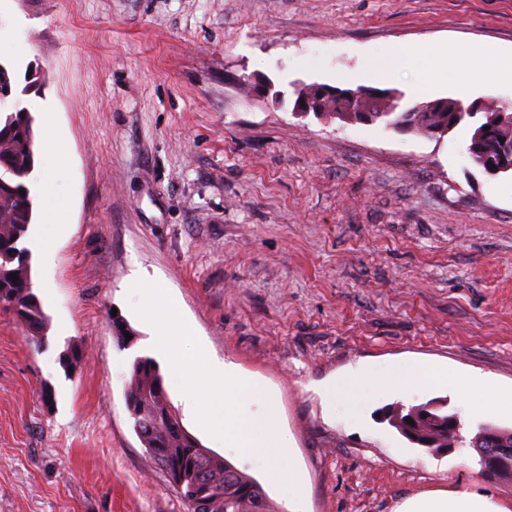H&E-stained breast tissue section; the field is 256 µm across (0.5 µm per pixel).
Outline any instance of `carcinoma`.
I'll list each match as a JSON object with an SVG mask.
<instances>
[{
	"mask_svg": "<svg viewBox=\"0 0 512 512\" xmlns=\"http://www.w3.org/2000/svg\"><path fill=\"white\" fill-rule=\"evenodd\" d=\"M8 88L11 97L0 101V310L14 314L31 331L44 336L46 315L32 291L31 252L25 246L34 218V203L29 179L35 167L34 118L16 96V78L12 68L0 63V90ZM371 88L362 89L356 98L337 96L324 102L336 110V118L358 120L369 111L376 120L398 131L420 136L447 134L463 123L473 127L466 152L470 161L487 171L512 174V117L501 115L492 104L484 111L470 113L458 100L446 98L419 103L397 111L394 99L377 98ZM16 274L18 280L10 278ZM127 399L133 403L130 417L133 429L145 451H158L168 460L166 477L178 490L182 501L191 491L207 499L208 512H275L261 485L237 470L211 449L204 447L188 431L171 426L178 420L172 411L164 378L150 358H140L132 366ZM419 430L428 435V449L447 447L448 434L437 420L450 414L440 406L412 408ZM512 447V430L484 424L470 438L459 435L457 447H469L487 468L492 457L488 439Z\"/></svg>",
	"mask_w": 512,
	"mask_h": 512,
	"instance_id": "cac0c4a2",
	"label": "carcinoma"
}]
</instances>
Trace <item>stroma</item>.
Instances as JSON below:
<instances>
[{
  "mask_svg": "<svg viewBox=\"0 0 512 512\" xmlns=\"http://www.w3.org/2000/svg\"><path fill=\"white\" fill-rule=\"evenodd\" d=\"M455 40L511 50L512 0H0V60L37 72L21 105L66 147L30 177V234L58 238L53 266L31 259L45 334L0 313V512H187L126 405L133 361L155 355L136 273L279 397L302 512H395L448 488L512 502L473 449L425 452L384 415L438 400L468 435L512 416L422 389L357 397L353 421L319 394L406 359L512 386V178L469 160L465 126L423 137L293 110L295 87L383 67L389 45ZM438 64L431 94L413 68L373 84L404 108L456 98L468 73Z\"/></svg>",
  "mask_w": 512,
  "mask_h": 512,
  "instance_id": "1",
  "label": "stroma"
}]
</instances>
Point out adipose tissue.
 <instances>
[{
    "label": "adipose tissue",
    "mask_w": 512,
    "mask_h": 512,
    "mask_svg": "<svg viewBox=\"0 0 512 512\" xmlns=\"http://www.w3.org/2000/svg\"><path fill=\"white\" fill-rule=\"evenodd\" d=\"M386 54L388 63L385 70L379 73L382 78H396L398 72L407 66L419 67L421 83L428 89L434 88L436 82L444 78L433 59L427 58L420 47L392 45ZM455 58L458 66L470 74L469 82L458 85L459 96H467L475 83L490 89L512 85V53L502 55L489 50L482 58L476 59L459 51ZM423 388L447 389L475 412L512 414V388L497 387L481 376L452 373L446 366L426 361L362 366L325 386L321 394L332 401L340 391L347 389L405 396ZM395 512H512V503L485 494L448 490L408 498Z\"/></svg>",
    "instance_id": "ef3b65f1"
}]
</instances>
